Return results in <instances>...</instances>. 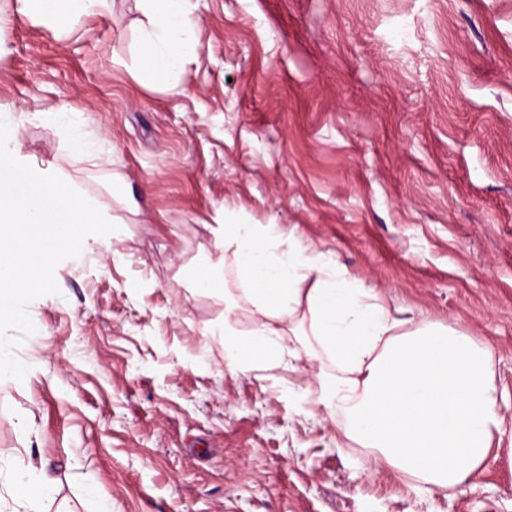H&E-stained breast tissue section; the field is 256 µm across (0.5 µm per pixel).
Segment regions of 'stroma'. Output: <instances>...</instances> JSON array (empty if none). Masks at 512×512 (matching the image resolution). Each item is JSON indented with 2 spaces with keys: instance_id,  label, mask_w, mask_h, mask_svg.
Wrapping results in <instances>:
<instances>
[{
  "instance_id": "35a3bbf8",
  "label": "stroma",
  "mask_w": 512,
  "mask_h": 512,
  "mask_svg": "<svg viewBox=\"0 0 512 512\" xmlns=\"http://www.w3.org/2000/svg\"><path fill=\"white\" fill-rule=\"evenodd\" d=\"M196 16L195 60L147 86L127 68L134 0L70 38L0 28L21 156L126 223L29 304L0 470L53 473L49 512H512V0H198ZM61 106L82 143L32 115ZM116 174L138 214L113 203ZM227 210L330 251L409 328L489 345L505 432L468 483L427 485L347 438L316 362L225 365L203 280L233 271Z\"/></svg>"
}]
</instances>
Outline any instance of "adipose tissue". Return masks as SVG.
Returning a JSON list of instances; mask_svg holds the SVG:
<instances>
[{
  "label": "adipose tissue",
  "mask_w": 512,
  "mask_h": 512,
  "mask_svg": "<svg viewBox=\"0 0 512 512\" xmlns=\"http://www.w3.org/2000/svg\"><path fill=\"white\" fill-rule=\"evenodd\" d=\"M6 15L56 35L77 33L83 17L109 0H8ZM141 14L135 75L184 73L200 44L192 0H136ZM220 236L234 259L233 280L214 269L224 294V361L329 362L318 399L347 420V437L378 451L398 471L450 488L470 480L489 457L502 420L489 347L437 325L404 330L384 295L339 267L331 253L285 235L274 224L224 215ZM46 475L14 471L13 512H47Z\"/></svg>",
  "instance_id": "obj_1"
}]
</instances>
